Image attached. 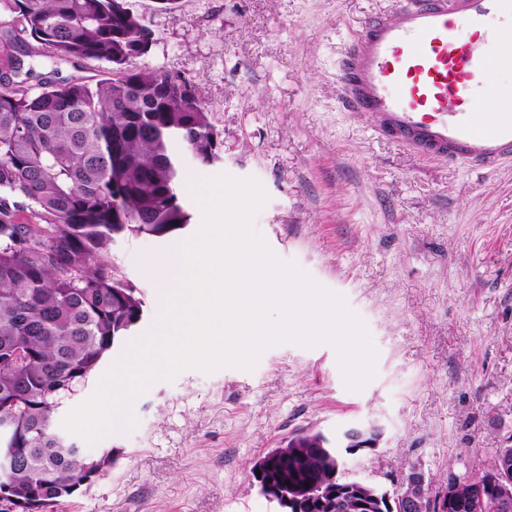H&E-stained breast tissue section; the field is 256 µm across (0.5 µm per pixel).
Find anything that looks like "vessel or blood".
Instances as JSON below:
<instances>
[{
    "mask_svg": "<svg viewBox=\"0 0 512 512\" xmlns=\"http://www.w3.org/2000/svg\"><path fill=\"white\" fill-rule=\"evenodd\" d=\"M511 71L512 0H398L351 31L340 84L378 136L488 168L512 157V85L497 80Z\"/></svg>",
    "mask_w": 512,
    "mask_h": 512,
    "instance_id": "b4317fda",
    "label": "vessel or blood"
}]
</instances>
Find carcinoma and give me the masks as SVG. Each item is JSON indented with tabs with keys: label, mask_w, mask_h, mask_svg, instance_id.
<instances>
[{
	"label": "carcinoma",
	"mask_w": 512,
	"mask_h": 512,
	"mask_svg": "<svg viewBox=\"0 0 512 512\" xmlns=\"http://www.w3.org/2000/svg\"><path fill=\"white\" fill-rule=\"evenodd\" d=\"M38 55L105 65L101 78H49L31 91L18 65L0 77V419L23 465L8 495L48 507L109 463L56 437L61 404L141 321L137 288L103 261L125 234L166 236L189 222L174 147L207 166L222 133L195 83L141 66L152 31L126 0H0ZM39 220L18 219L21 202ZM334 457L290 462L282 482L325 481Z\"/></svg>",
	"instance_id": "obj_1"
}]
</instances>
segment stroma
I'll return each instance as SVG.
<instances>
[{
  "label": "stroma",
  "instance_id": "1",
  "mask_svg": "<svg viewBox=\"0 0 512 512\" xmlns=\"http://www.w3.org/2000/svg\"><path fill=\"white\" fill-rule=\"evenodd\" d=\"M153 33L144 59L194 81L224 158H182L183 231L117 239L106 262L146 314L62 407L70 412L152 335L167 293L151 258L201 224L190 190L229 174L269 199L254 221L273 252L343 295L378 351L376 375L348 390L326 344L269 348L253 371L186 369L118 405L122 424L82 449L114 448L104 475L47 512H276L252 478L268 450L319 432L375 427L377 447L346 458L350 477L399 489L419 465L433 490L512 445V162L490 170L420 157L345 107L338 59L352 27L394 0H128Z\"/></svg>",
  "mask_w": 512,
  "mask_h": 512
}]
</instances>
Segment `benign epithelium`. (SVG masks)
Listing matches in <instances>:
<instances>
[{
	"label": "benign epithelium",
	"instance_id": "benign-epithelium-1",
	"mask_svg": "<svg viewBox=\"0 0 512 512\" xmlns=\"http://www.w3.org/2000/svg\"><path fill=\"white\" fill-rule=\"evenodd\" d=\"M9 424L0 425V486L7 489L13 479L17 465L15 449L6 447ZM379 434L373 429H351L336 442V455L345 451L352 454L362 448L377 447ZM274 465L258 467L261 475L256 478L259 489L266 491L269 501L277 504L279 512H303L306 507H317L319 512H448L457 503L453 488L460 482L454 473L448 474V490L433 491L422 468L412 465L404 474L399 491L395 496L382 490L378 485L353 478H341L333 473L328 481L305 487L301 494L290 495L285 488L275 484L272 476ZM484 470L497 474L498 482L492 483L499 495L501 507H512V492L508 490L506 475L511 473L508 460L497 456Z\"/></svg>",
	"mask_w": 512,
	"mask_h": 512
}]
</instances>
